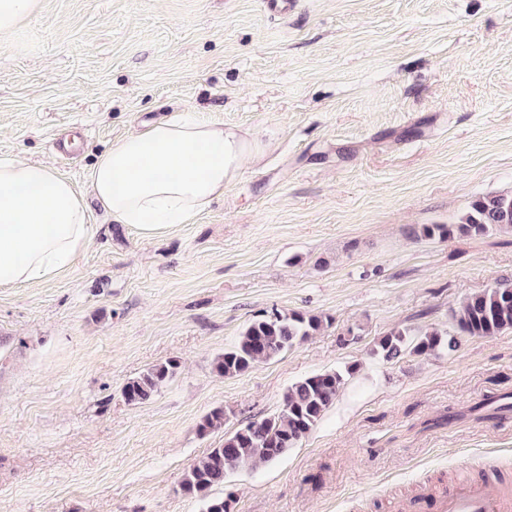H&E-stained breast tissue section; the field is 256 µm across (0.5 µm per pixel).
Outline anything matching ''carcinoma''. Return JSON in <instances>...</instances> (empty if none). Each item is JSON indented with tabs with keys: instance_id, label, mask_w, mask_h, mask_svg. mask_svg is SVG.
<instances>
[{
	"instance_id": "1",
	"label": "carcinoma",
	"mask_w": 512,
	"mask_h": 512,
	"mask_svg": "<svg viewBox=\"0 0 512 512\" xmlns=\"http://www.w3.org/2000/svg\"><path fill=\"white\" fill-rule=\"evenodd\" d=\"M493 229L512 231V194L487 195L475 200L456 224H424L414 229L418 238L480 236ZM452 319L460 334L494 336L512 329V281H500L466 298ZM329 323V317L300 311L273 310L251 320L237 342L218 355L214 370L227 377L244 374L258 364L276 359L304 342ZM458 340L437 329L414 335L394 328L382 337L374 354L389 362L409 353L431 355L442 349L453 351ZM179 363L168 359L148 367L122 387L130 405L149 401L178 373ZM356 367L330 369L306 376L288 386L280 408L269 415L252 418L224 438V444L211 449L184 472L180 490L200 499L203 512H233L232 495L212 493L224 484L225 476L242 466L269 464L296 447L320 422L326 411L354 375ZM224 408L206 414L198 432L206 434L224 426Z\"/></svg>"
}]
</instances>
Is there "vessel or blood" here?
I'll return each mask as SVG.
<instances>
[{
    "label": "vessel or blood",
    "mask_w": 512,
    "mask_h": 512,
    "mask_svg": "<svg viewBox=\"0 0 512 512\" xmlns=\"http://www.w3.org/2000/svg\"><path fill=\"white\" fill-rule=\"evenodd\" d=\"M434 504L436 512H512V481L490 482L478 476L462 485L436 492L420 487L405 503L404 512H424L426 504Z\"/></svg>",
    "instance_id": "b4317fda"
}]
</instances>
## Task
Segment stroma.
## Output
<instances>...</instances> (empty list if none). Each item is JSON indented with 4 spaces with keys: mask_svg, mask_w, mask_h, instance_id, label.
<instances>
[{
    "mask_svg": "<svg viewBox=\"0 0 512 512\" xmlns=\"http://www.w3.org/2000/svg\"><path fill=\"white\" fill-rule=\"evenodd\" d=\"M184 111L252 132L261 160L154 237L91 207L62 277L0 288V512H202L189 465L286 388L357 366L278 461L229 473L234 512H393L493 466L512 473V330L374 356L390 329L512 279V231L419 239L512 192V0H37L0 32V158L84 188L113 140ZM331 318L236 377L212 363L269 309ZM176 377L133 406L124 383ZM222 428L200 435L214 408ZM178 369L179 363L174 359H168L148 367L140 375L129 379L123 385L121 393L124 400L134 406L146 403L175 378Z\"/></svg>",
    "mask_w": 512,
    "mask_h": 512,
    "instance_id": "obj_1",
    "label": "stroma"
}]
</instances>
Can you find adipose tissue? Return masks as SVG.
<instances>
[{
    "instance_id": "1",
    "label": "adipose tissue",
    "mask_w": 512,
    "mask_h": 512,
    "mask_svg": "<svg viewBox=\"0 0 512 512\" xmlns=\"http://www.w3.org/2000/svg\"><path fill=\"white\" fill-rule=\"evenodd\" d=\"M262 153L249 132L184 112L113 142L84 194L48 164L0 159V288L45 282L73 264L93 236L88 199L113 223L153 235L192 223Z\"/></svg>"
}]
</instances>
